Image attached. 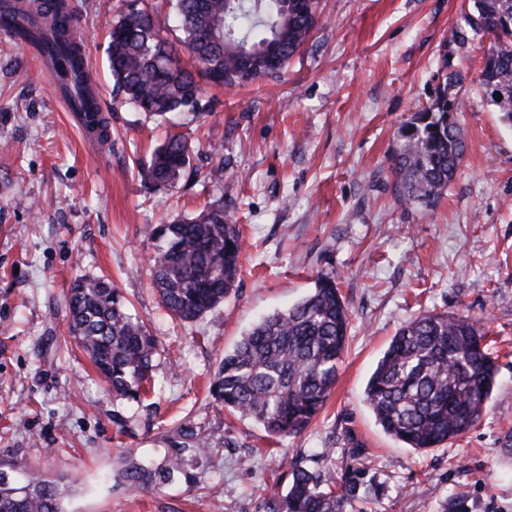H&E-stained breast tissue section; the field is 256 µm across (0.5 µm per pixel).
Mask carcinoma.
Instances as JSON below:
<instances>
[{
	"label": "carcinoma",
	"instance_id": "cac0c4a2",
	"mask_svg": "<svg viewBox=\"0 0 512 512\" xmlns=\"http://www.w3.org/2000/svg\"><path fill=\"white\" fill-rule=\"evenodd\" d=\"M169 0L181 44L195 69L180 64L159 35L151 13L131 4L112 26L108 68L121 103L168 119L199 110L200 80L222 86L251 84L285 70L307 42L317 0ZM9 8L28 28L15 35L41 36L44 53L70 79L71 102L101 142L109 122L85 73L84 55L73 40L66 0H40L30 9ZM490 47L477 76L487 102L512 129V0H469L462 23L448 35L443 67L475 40ZM460 71L446 73L434 99L413 113L403 129L400 152L391 157L397 199L426 209L438 204L466 153L459 123L463 100ZM501 100H496L497 96ZM193 146L173 133L139 164L143 184L154 192L173 187L191 166ZM163 242L150 269L162 305L176 318L195 322L224 303L236 288L243 252L237 225L224 214V198L192 217L157 225ZM72 338L89 356L112 396L138 403L149 389L157 339L127 308L119 288L102 278L80 276L65 296ZM351 319L336 275L322 273L305 297L254 324L224 353L213 395L224 407L281 439L304 431L322 410L337 377ZM484 330L465 316L425 313L403 325L370 376L365 400L377 424L411 448H439L475 426L496 382V358ZM336 449L325 448L324 471L293 466L286 494L269 512H348L366 496V463L336 474ZM155 473L135 466L128 485L142 491ZM62 492L34 470L0 463V512H63Z\"/></svg>",
	"mask_w": 512,
	"mask_h": 512
}]
</instances>
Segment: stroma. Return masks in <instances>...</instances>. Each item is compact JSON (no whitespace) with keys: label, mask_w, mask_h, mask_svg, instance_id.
<instances>
[{"label":"stroma","mask_w":512,"mask_h":512,"mask_svg":"<svg viewBox=\"0 0 512 512\" xmlns=\"http://www.w3.org/2000/svg\"><path fill=\"white\" fill-rule=\"evenodd\" d=\"M87 37L112 141L100 150L27 48L0 32V461L70 484L64 512H267L293 465L365 461L352 512H512V129L475 80L486 43L452 62L466 80L462 164L437 207L402 205L390 157L439 83L464 0H321L303 51L278 78L207 88L175 122L190 175L145 194L139 162L167 124L114 103L107 32L123 0H69ZM220 152H213L212 144ZM244 242L237 290L194 323L167 315L150 282V226L214 200ZM335 274L351 317L332 393L302 433L270 441L210 391L225 352L261 317ZM117 285L159 340L154 388L113 400L68 331L75 277ZM468 317L498 358L481 421L427 452L384 433L366 382L396 331L425 312ZM149 465L148 489L126 473Z\"/></svg>","instance_id":"stroma-1"}]
</instances>
